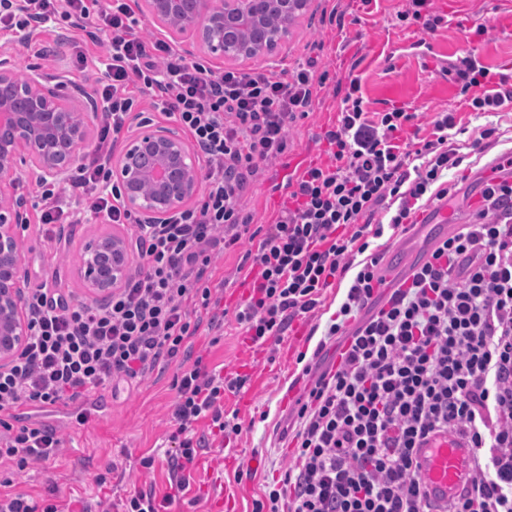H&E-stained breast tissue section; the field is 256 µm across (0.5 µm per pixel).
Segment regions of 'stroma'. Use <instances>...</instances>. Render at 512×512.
<instances>
[{
  "label": "stroma",
  "instance_id": "stroma-1",
  "mask_svg": "<svg viewBox=\"0 0 512 512\" xmlns=\"http://www.w3.org/2000/svg\"><path fill=\"white\" fill-rule=\"evenodd\" d=\"M408 6V0H374L368 6L362 0H312L309 12L273 60L258 59L244 68L266 66L290 75L314 58L319 70L327 72L310 114L290 128L292 157L307 152L312 160H324L319 136L335 123L354 77L360 80L369 111L409 107L417 114L421 136L430 135V121L438 111L454 113L457 122L471 130L497 126L501 142L473 154L470 168L453 179L448 209L457 223L465 224L481 204L483 181L492 176L496 156L512 148V104L496 112L474 111L472 99L482 95V88L461 92L459 83L444 70L471 51L489 68L493 88L512 92V0H429L428 15L442 18L431 32L421 24L397 19V12ZM0 48L12 53L19 77L36 72L49 85H61L65 94L91 92L96 70L69 68L77 48L67 30L45 29L33 34L26 45L0 33ZM284 165L281 159L272 162L249 186L243 204L254 225L269 223L276 214L279 205L270 194ZM25 218L27 228L19 233L22 287L52 275L76 297L87 298L79 276L80 257L85 242L108 232V225L87 216L83 223L67 227L64 239L53 245L37 224L34 210H27ZM241 255L238 249L226 252L211 269L210 283L221 308L229 311L243 293L242 276L236 271ZM348 286L344 280L324 290L310 317L293 321L279 340L251 344L231 314L225 317L223 329L203 327L190 339L191 354L202 356L209 367L248 374L239 394L224 395V410L237 412L242 431L225 438L210 434L206 422L196 425V436L205 440L199 454L207 464L193 466L190 493L167 504L165 512H256L257 500L263 499L292 456L284 430L296 399L311 382L303 375L298 356H314L321 371L335 365L341 346L335 340L324 341L323 334ZM177 366V361L164 358L142 382L105 389L109 402L92 427L72 416L50 417L62 438L59 454L16 478L14 491L64 501L79 498L91 506L100 502L109 512H123L127 498L139 491L159 497L168 493L167 452L176 397L172 380ZM149 456L154 457V465L143 468L141 462ZM101 476L106 479L102 485L97 482Z\"/></svg>",
  "mask_w": 512,
  "mask_h": 512
}]
</instances>
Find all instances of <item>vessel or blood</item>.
<instances>
[{
	"instance_id": "obj_1",
	"label": "vessel or blood",
	"mask_w": 512,
	"mask_h": 512,
	"mask_svg": "<svg viewBox=\"0 0 512 512\" xmlns=\"http://www.w3.org/2000/svg\"><path fill=\"white\" fill-rule=\"evenodd\" d=\"M474 450L460 435L443 431L429 435L414 451V462L428 499L447 504L465 486Z\"/></svg>"
}]
</instances>
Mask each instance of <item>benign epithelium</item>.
I'll list each match as a JSON object with an SVG mask.
<instances>
[{
	"instance_id": "benign-epithelium-1",
	"label": "benign epithelium",
	"mask_w": 512,
	"mask_h": 512,
	"mask_svg": "<svg viewBox=\"0 0 512 512\" xmlns=\"http://www.w3.org/2000/svg\"><path fill=\"white\" fill-rule=\"evenodd\" d=\"M141 2L185 54L201 50L233 65L273 57L312 0H194L190 9L185 0ZM97 120L92 100L64 95L36 75L19 78L11 52H0V368L11 363L29 336L18 286L22 254L16 228L27 207L18 193L19 175L29 171L41 182H63ZM193 155L175 128L135 134L112 164L127 209L157 223L195 201L199 178ZM80 269L92 295H112L131 270L125 236L90 240Z\"/></svg>"
}]
</instances>
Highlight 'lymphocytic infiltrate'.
Here are the masks:
<instances>
[{
  "label": "lymphocytic infiltrate",
  "instance_id": "lymphocytic-infiltrate-1",
  "mask_svg": "<svg viewBox=\"0 0 512 512\" xmlns=\"http://www.w3.org/2000/svg\"><path fill=\"white\" fill-rule=\"evenodd\" d=\"M35 22L81 32L106 54L95 144L66 186L39 184L38 221L56 242L85 213L130 225L141 263L102 301H76L47 280L28 289L29 341L0 369V461L20 473L61 446L54 427L8 420L17 407L76 401L176 358L202 325L194 309L217 305L215 258L240 246L248 295L234 319L259 346L314 312L333 281L351 279L325 331L342 340L340 359L317 375L303 368L314 379L292 412L293 461L265 492L266 512H432L413 451L445 430L476 450L447 512H512V181H487L471 222L376 297L383 278L372 240L388 229L405 233L419 210L452 195L446 176L466 159L454 115L437 113L430 136L415 143L407 136L415 113H369L351 81L336 124L321 136L328 162L289 181L272 222L256 227L242 198L287 152L290 126L311 112L313 63L289 78L212 70L165 40H147L127 0H30L25 15L0 9L1 32ZM142 98L173 118L200 156L199 200L158 224L132 216L112 181L115 150ZM245 382L199 358L179 367L174 494L189 486L194 424L206 418L219 435L239 433L223 401Z\"/></svg>",
  "mask_w": 512,
  "mask_h": 512
}]
</instances>
